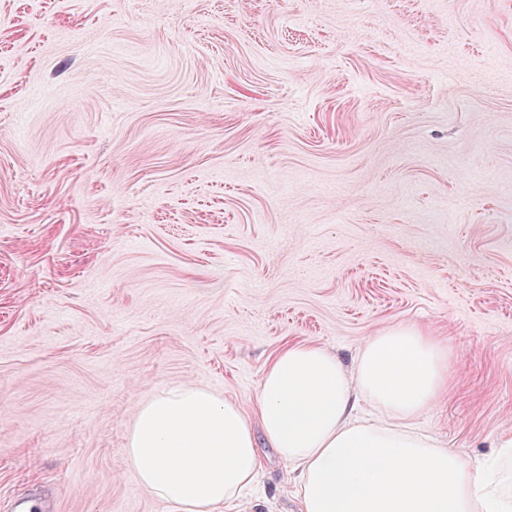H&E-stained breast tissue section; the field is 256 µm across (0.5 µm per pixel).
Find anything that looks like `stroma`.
<instances>
[{
  "label": "stroma",
  "mask_w": 512,
  "mask_h": 512,
  "mask_svg": "<svg viewBox=\"0 0 512 512\" xmlns=\"http://www.w3.org/2000/svg\"><path fill=\"white\" fill-rule=\"evenodd\" d=\"M512 438V0H0V512H165L137 408L399 325ZM223 512H296L266 442Z\"/></svg>",
  "instance_id": "35a3bbf8"
}]
</instances>
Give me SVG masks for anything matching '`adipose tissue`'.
<instances>
[{
	"label": "adipose tissue",
	"instance_id": "1",
	"mask_svg": "<svg viewBox=\"0 0 512 512\" xmlns=\"http://www.w3.org/2000/svg\"><path fill=\"white\" fill-rule=\"evenodd\" d=\"M448 388V350L412 325L361 348L353 369L313 343L264 367L255 402L192 385L141 404L130 470L168 512H219L261 467L265 438L291 468L299 512H512V443L489 476L416 420Z\"/></svg>",
	"mask_w": 512,
	"mask_h": 512
}]
</instances>
